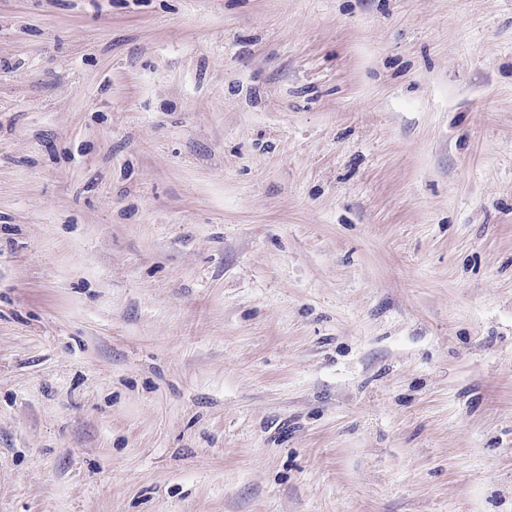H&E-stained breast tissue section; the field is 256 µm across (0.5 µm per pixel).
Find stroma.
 <instances>
[{
    "mask_svg": "<svg viewBox=\"0 0 512 512\" xmlns=\"http://www.w3.org/2000/svg\"><path fill=\"white\" fill-rule=\"evenodd\" d=\"M0 512H512V0H0Z\"/></svg>",
    "mask_w": 512,
    "mask_h": 512,
    "instance_id": "obj_1",
    "label": "stroma"
}]
</instances>
